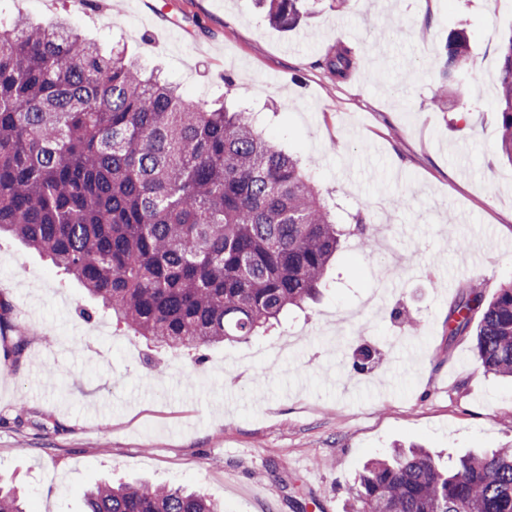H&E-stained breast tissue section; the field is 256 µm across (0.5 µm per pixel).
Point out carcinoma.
Masks as SVG:
<instances>
[{"label":"carcinoma","instance_id":"cac0c4a2","mask_svg":"<svg viewBox=\"0 0 512 512\" xmlns=\"http://www.w3.org/2000/svg\"><path fill=\"white\" fill-rule=\"evenodd\" d=\"M302 0H267L269 22L295 28ZM471 39L452 30L434 58L436 102L468 98ZM495 107L499 150L512 162V38L501 46ZM358 65L337 44L323 67L338 80ZM46 254L112 317L146 342L202 351L280 323L329 287L342 241L364 253L368 211L335 218L308 169L269 142L253 112L211 108L142 70L122 50L105 56L73 32L0 17V233ZM480 314L472 325L474 314ZM473 333L485 371L512 378V283L490 300L464 289L448 337ZM356 512H512V448L443 468L422 448L367 462L350 488ZM83 512H223L180 487L100 483ZM0 512H27L0 484Z\"/></svg>","mask_w":512,"mask_h":512}]
</instances>
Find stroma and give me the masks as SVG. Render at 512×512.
<instances>
[{"label":"stroma","mask_w":512,"mask_h":512,"mask_svg":"<svg viewBox=\"0 0 512 512\" xmlns=\"http://www.w3.org/2000/svg\"><path fill=\"white\" fill-rule=\"evenodd\" d=\"M20 14L69 16L103 50L119 42L161 68L185 98L258 112L269 141L312 162L320 189L394 238L388 252L346 244L318 303L198 365L155 350L46 257L0 237L13 324L0 336V478L28 512H81L85 489L109 477L199 488L225 512H352L358 472L393 447L448 465L512 445V381L484 371L472 337H448L462 286L490 296L512 282V165L493 112L512 0H306L291 30L253 0H0V15ZM461 28L470 103L446 111L432 103V60ZM339 41L362 59L343 82L320 65ZM386 269L389 289L371 299ZM396 307L413 327L391 319ZM362 346L376 358L350 373Z\"/></svg>","instance_id":"obj_1"}]
</instances>
